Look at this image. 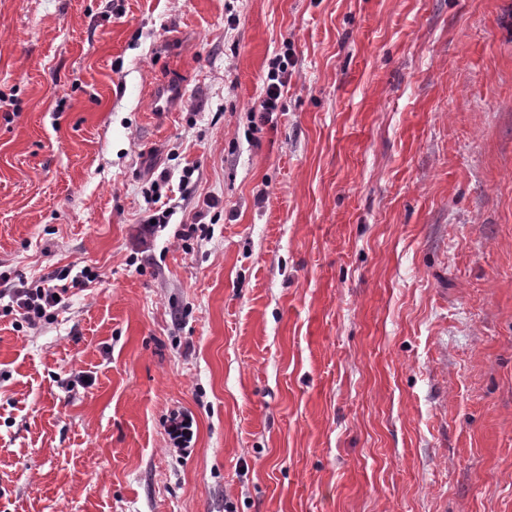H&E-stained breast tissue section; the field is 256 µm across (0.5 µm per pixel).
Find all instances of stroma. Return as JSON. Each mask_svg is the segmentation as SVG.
<instances>
[{"label": "stroma", "mask_w": 512, "mask_h": 512, "mask_svg": "<svg viewBox=\"0 0 512 512\" xmlns=\"http://www.w3.org/2000/svg\"><path fill=\"white\" fill-rule=\"evenodd\" d=\"M86 267L0 512H512V0H0V273ZM284 59L276 56L269 64L266 86L258 109L264 116L278 111L279 100L287 84L285 75L288 73V55H284ZM185 95L182 84L167 81L154 88L151 93L154 112H174ZM192 428V419L186 416L180 418L179 416H175L170 421V425L168 427V434L170 438L175 442L178 448H189V443L192 440L193 432ZM184 430H187V433H184Z\"/></svg>", "instance_id": "obj_1"}]
</instances>
